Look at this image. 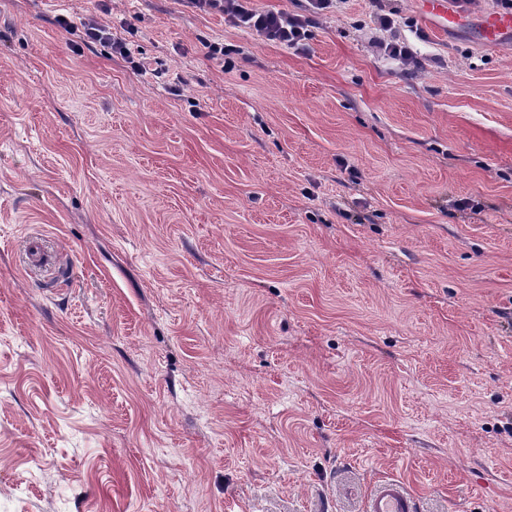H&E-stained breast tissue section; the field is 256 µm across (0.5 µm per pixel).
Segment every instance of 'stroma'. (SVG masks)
Returning <instances> with one entry per match:
<instances>
[{"mask_svg": "<svg viewBox=\"0 0 512 512\" xmlns=\"http://www.w3.org/2000/svg\"><path fill=\"white\" fill-rule=\"evenodd\" d=\"M422 2L0 0V512H512V38ZM195 12L219 14L234 26L257 35L276 46L305 51L313 37L317 19L338 10L347 0H305L299 13L262 11L250 0H181ZM57 25L65 31L72 33L79 31L80 38L85 45L92 44H108L111 48L121 55L129 57L125 43L121 40L112 41V27L96 17L84 18L78 25L67 15H59L56 17ZM378 47L383 51L384 55L397 58L405 65H412L414 67L419 65V60L413 49L405 40H401L396 35L391 36L389 40L379 42ZM415 500L404 482L386 479L371 494L366 512H414Z\"/></svg>", "mask_w": 512, "mask_h": 512, "instance_id": "1", "label": "stroma"}]
</instances>
